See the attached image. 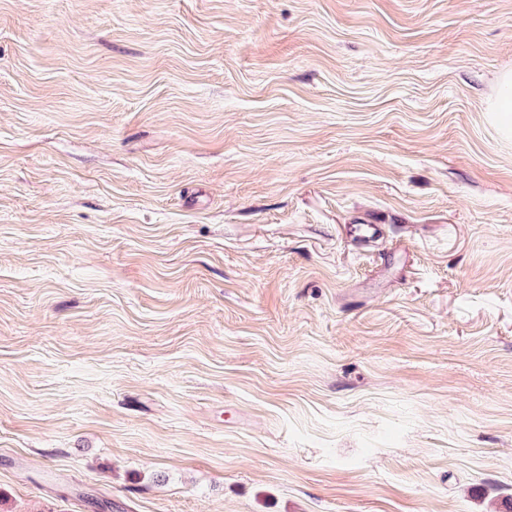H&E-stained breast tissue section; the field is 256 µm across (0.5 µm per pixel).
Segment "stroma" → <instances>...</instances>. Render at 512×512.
<instances>
[{
	"instance_id": "35a3bbf8",
	"label": "stroma",
	"mask_w": 512,
	"mask_h": 512,
	"mask_svg": "<svg viewBox=\"0 0 512 512\" xmlns=\"http://www.w3.org/2000/svg\"><path fill=\"white\" fill-rule=\"evenodd\" d=\"M507 69L512 0H0V512H502ZM488 112H497L500 123L512 134V71L501 72L495 82V94Z\"/></svg>"
}]
</instances>
